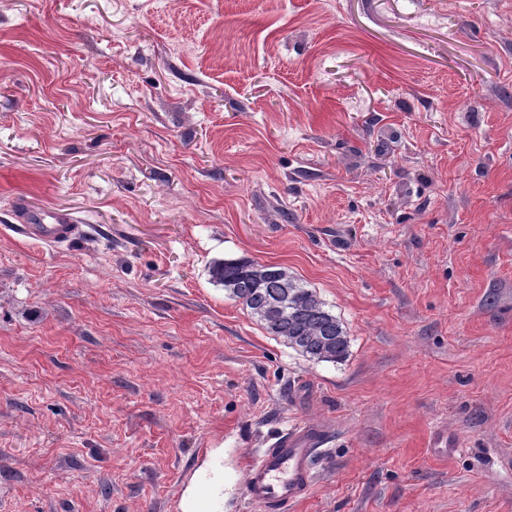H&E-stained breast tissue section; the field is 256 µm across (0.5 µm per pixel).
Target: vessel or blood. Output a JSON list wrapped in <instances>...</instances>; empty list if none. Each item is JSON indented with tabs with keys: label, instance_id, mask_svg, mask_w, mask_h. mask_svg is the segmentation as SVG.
Here are the masks:
<instances>
[{
	"label": "vessel or blood",
	"instance_id": "b4317fda",
	"mask_svg": "<svg viewBox=\"0 0 512 512\" xmlns=\"http://www.w3.org/2000/svg\"><path fill=\"white\" fill-rule=\"evenodd\" d=\"M20 229L50 244L71 241L79 228L60 211L17 209ZM326 439L324 430L304 424L280 433L266 447L246 454L241 489L244 497L264 512H288L309 495L314 480V457Z\"/></svg>",
	"mask_w": 512,
	"mask_h": 512
}]
</instances>
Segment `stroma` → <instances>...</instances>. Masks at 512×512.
I'll return each instance as SVG.
<instances>
[{"label":"stroma","mask_w":512,"mask_h":512,"mask_svg":"<svg viewBox=\"0 0 512 512\" xmlns=\"http://www.w3.org/2000/svg\"><path fill=\"white\" fill-rule=\"evenodd\" d=\"M224 258L315 289L347 358ZM300 422L290 512H512V0H0V512H175L209 449L263 512L242 457ZM15 218L23 233L35 234L49 244L68 242L79 234V228L70 215L60 211L17 208ZM215 283L238 301L268 334L315 362L339 363L349 348L347 332L318 296L288 269L247 259H224L211 268Z\"/></svg>","instance_id":"obj_1"}]
</instances>
